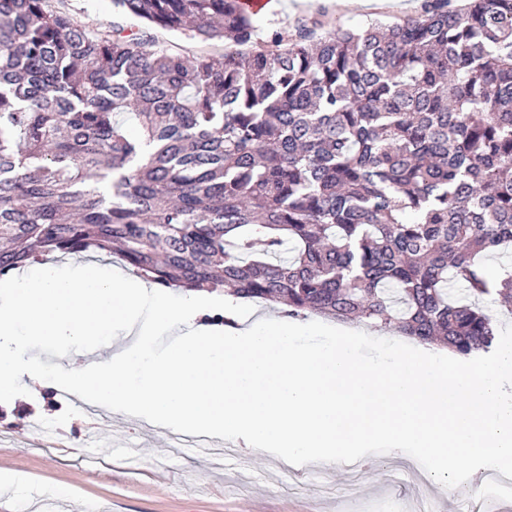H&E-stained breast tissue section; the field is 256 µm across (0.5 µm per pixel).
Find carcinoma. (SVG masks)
I'll use <instances>...</instances> for the list:
<instances>
[{"instance_id":"carcinoma-1","label":"carcinoma","mask_w":512,"mask_h":512,"mask_svg":"<svg viewBox=\"0 0 512 512\" xmlns=\"http://www.w3.org/2000/svg\"><path fill=\"white\" fill-rule=\"evenodd\" d=\"M113 4L141 27L0 0V276L95 250L164 288L494 349L480 300L512 307V265L486 263L512 252V0L263 38L238 0Z\"/></svg>"}]
</instances>
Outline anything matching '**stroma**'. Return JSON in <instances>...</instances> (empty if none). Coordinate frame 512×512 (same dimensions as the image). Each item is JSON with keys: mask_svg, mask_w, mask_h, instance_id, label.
Instances as JSON below:
<instances>
[{"mask_svg": "<svg viewBox=\"0 0 512 512\" xmlns=\"http://www.w3.org/2000/svg\"><path fill=\"white\" fill-rule=\"evenodd\" d=\"M421 0H395L389 13L371 0H355L339 14L331 0H272L257 15L259 35L292 28L297 18L325 9L333 25L357 27L417 14ZM369 468L350 478L341 463H325L320 474L301 480L269 452L244 451L228 441L220 454L171 441V430L145 419L112 413L86 420L74 409L49 403L33 392L17 407L0 405V470L24 476L0 512H26L42 505V487L63 488L76 512L92 502L107 512H374L384 501H404L423 489L446 502L452 491L426 471L412 482L387 485L395 457L373 455Z\"/></svg>", "mask_w": 512, "mask_h": 512, "instance_id": "35a3bbf8", "label": "stroma"}]
</instances>
